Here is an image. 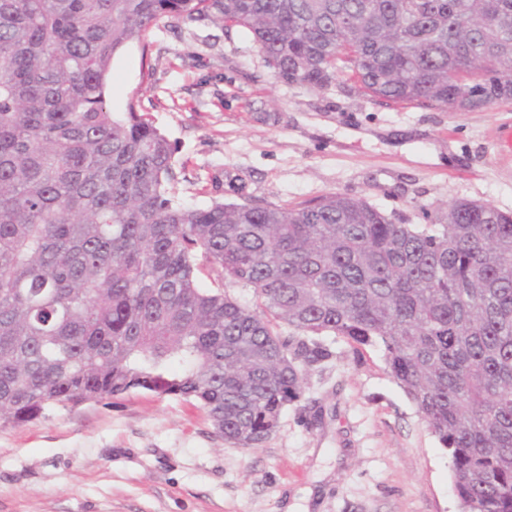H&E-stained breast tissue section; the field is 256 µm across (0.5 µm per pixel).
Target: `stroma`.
Returning <instances> with one entry per match:
<instances>
[{
  "mask_svg": "<svg viewBox=\"0 0 512 512\" xmlns=\"http://www.w3.org/2000/svg\"><path fill=\"white\" fill-rule=\"evenodd\" d=\"M112 60L106 100L177 147L191 204L245 194L296 204L340 192L412 224L456 199L512 212V103L479 112L388 107L354 83L276 79L251 36L166 20ZM310 368L303 399L256 448L220 438L197 405L135 392L0 428V512H457L448 455L380 352Z\"/></svg>",
  "mask_w": 512,
  "mask_h": 512,
  "instance_id": "obj_1",
  "label": "stroma"
}]
</instances>
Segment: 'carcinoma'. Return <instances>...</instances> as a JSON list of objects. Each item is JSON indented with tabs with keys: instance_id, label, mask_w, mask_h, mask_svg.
I'll return each mask as SVG.
<instances>
[{
	"instance_id": "cac0c4a2",
	"label": "carcinoma",
	"mask_w": 512,
	"mask_h": 512,
	"mask_svg": "<svg viewBox=\"0 0 512 512\" xmlns=\"http://www.w3.org/2000/svg\"><path fill=\"white\" fill-rule=\"evenodd\" d=\"M165 18L246 30L288 84L442 112L512 100V0H0V427L145 392L255 448L341 341L382 353L467 512H512V213L182 201L138 96L106 102L115 54L148 55Z\"/></svg>"
}]
</instances>
